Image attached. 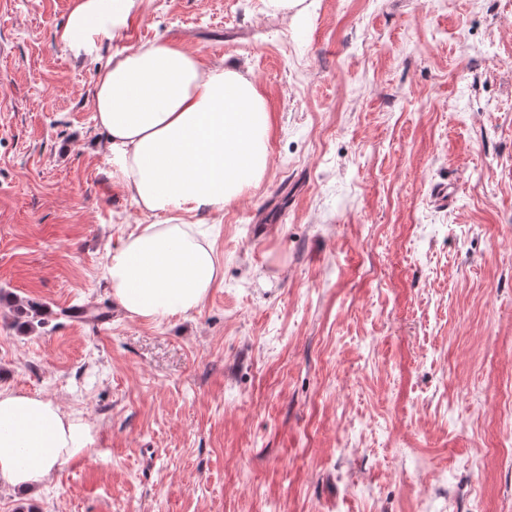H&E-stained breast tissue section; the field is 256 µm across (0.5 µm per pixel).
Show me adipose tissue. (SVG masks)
Returning a JSON list of instances; mask_svg holds the SVG:
<instances>
[{
    "mask_svg": "<svg viewBox=\"0 0 512 512\" xmlns=\"http://www.w3.org/2000/svg\"><path fill=\"white\" fill-rule=\"evenodd\" d=\"M141 0H72L59 41L94 58L126 28ZM111 175L144 211L163 214L108 256L107 284L130 317L162 320L197 310L220 277L212 245L186 214L239 199L268 166L269 113L249 76L203 67L160 41L114 54L93 89ZM93 426L51 400L0 389V481L25 489L91 454Z\"/></svg>",
    "mask_w": 512,
    "mask_h": 512,
    "instance_id": "adipose-tissue-1",
    "label": "adipose tissue"
}]
</instances>
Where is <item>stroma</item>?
Wrapping results in <instances>:
<instances>
[{
    "mask_svg": "<svg viewBox=\"0 0 512 512\" xmlns=\"http://www.w3.org/2000/svg\"><path fill=\"white\" fill-rule=\"evenodd\" d=\"M70 4L0 0V387L97 452L0 512H512V0H142L87 60ZM155 41L248 72L270 129L197 216L218 283L148 321L106 281L153 217L92 92Z\"/></svg>",
    "mask_w": 512,
    "mask_h": 512,
    "instance_id": "obj_1",
    "label": "stroma"
}]
</instances>
